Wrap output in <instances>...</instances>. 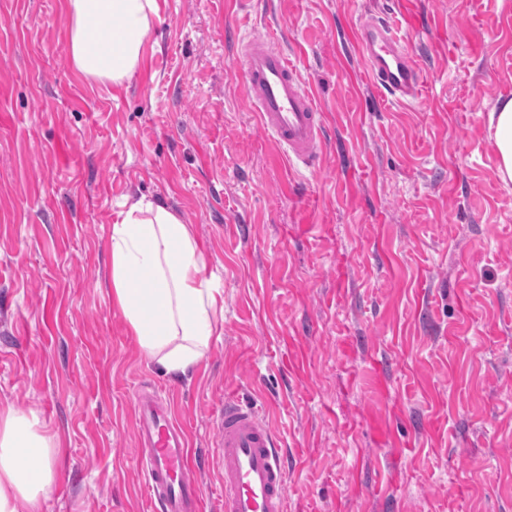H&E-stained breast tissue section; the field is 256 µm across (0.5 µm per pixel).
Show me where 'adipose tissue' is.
Instances as JSON below:
<instances>
[{
  "label": "adipose tissue",
  "instance_id": "obj_1",
  "mask_svg": "<svg viewBox=\"0 0 512 512\" xmlns=\"http://www.w3.org/2000/svg\"><path fill=\"white\" fill-rule=\"evenodd\" d=\"M69 57L86 79L122 84L139 67L158 0H64ZM489 129L496 174L512 183V97L497 99ZM112 301L140 352L170 376L191 372L224 324V292L207 274L191 225L147 196L126 204L109 241ZM34 414L0 412V512H41L56 472L53 441Z\"/></svg>",
  "mask_w": 512,
  "mask_h": 512
}]
</instances>
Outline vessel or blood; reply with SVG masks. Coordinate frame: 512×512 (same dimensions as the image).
<instances>
[{
    "label": "vessel or blood",
    "instance_id": "obj_1",
    "mask_svg": "<svg viewBox=\"0 0 512 512\" xmlns=\"http://www.w3.org/2000/svg\"><path fill=\"white\" fill-rule=\"evenodd\" d=\"M352 39L374 89L398 101L420 97L422 71L388 18L364 19ZM236 54L249 105L280 154L315 168L327 146L324 114L287 55L261 35L239 40ZM215 427L224 512H287V469L271 427L252 408L230 399L220 407ZM134 433L144 491L158 512H202L196 459L158 392L137 393Z\"/></svg>",
    "mask_w": 512,
    "mask_h": 512
}]
</instances>
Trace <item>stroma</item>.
Returning <instances> with one entry per match:
<instances>
[{"mask_svg":"<svg viewBox=\"0 0 512 512\" xmlns=\"http://www.w3.org/2000/svg\"><path fill=\"white\" fill-rule=\"evenodd\" d=\"M64 0H0V411L57 443L42 512H155L134 396L198 457L225 397L288 459V512H512V184L488 114L512 96V0H159L123 85L69 64ZM394 13L419 99L373 92L349 31ZM298 67L325 114L297 171L249 108L233 35ZM191 224L224 290L174 380L105 281L125 200Z\"/></svg>","mask_w":512,"mask_h":512,"instance_id":"obj_1","label":"stroma"}]
</instances>
